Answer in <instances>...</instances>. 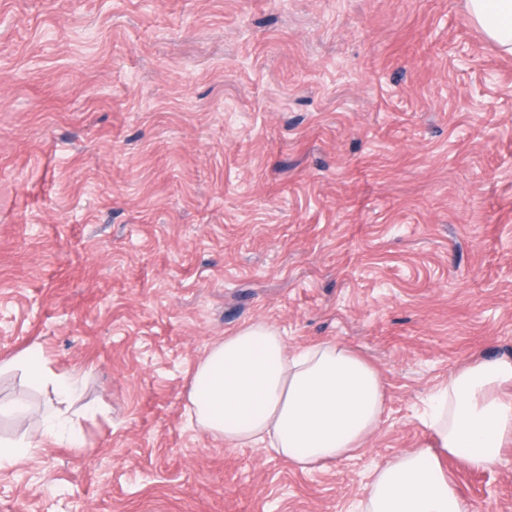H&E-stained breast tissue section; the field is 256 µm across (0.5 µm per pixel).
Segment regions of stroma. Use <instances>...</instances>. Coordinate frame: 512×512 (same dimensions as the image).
<instances>
[{"instance_id": "stroma-1", "label": "stroma", "mask_w": 512, "mask_h": 512, "mask_svg": "<svg viewBox=\"0 0 512 512\" xmlns=\"http://www.w3.org/2000/svg\"><path fill=\"white\" fill-rule=\"evenodd\" d=\"M253 322L380 371L363 453L302 472L188 421ZM34 346L75 444L9 363ZM480 354L512 359V55L465 0H0V437L33 443L0 512H355ZM443 466L512 512V441ZM24 368L29 382L36 387H51L57 398L71 399L77 391L78 381L66 372L53 371L42 353L36 348H28L11 360ZM42 429V434L55 442H72L75 438L74 420L58 409L45 414Z\"/></svg>"}]
</instances>
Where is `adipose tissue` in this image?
<instances>
[{
	"label": "adipose tissue",
	"instance_id": "obj_1",
	"mask_svg": "<svg viewBox=\"0 0 512 512\" xmlns=\"http://www.w3.org/2000/svg\"><path fill=\"white\" fill-rule=\"evenodd\" d=\"M486 37L512 54V0H466ZM29 382L71 399L77 379L53 371L35 348L14 359ZM512 361L476 356L429 402L432 448L397 454L363 490L361 512H471L441 464L457 457L488 471L512 437ZM386 389L378 370L349 347L317 342L289 350L266 323L240 327L213 344L193 373L185 405L189 421L235 447L263 446L300 470L353 455L378 429Z\"/></svg>",
	"mask_w": 512,
	"mask_h": 512
}]
</instances>
